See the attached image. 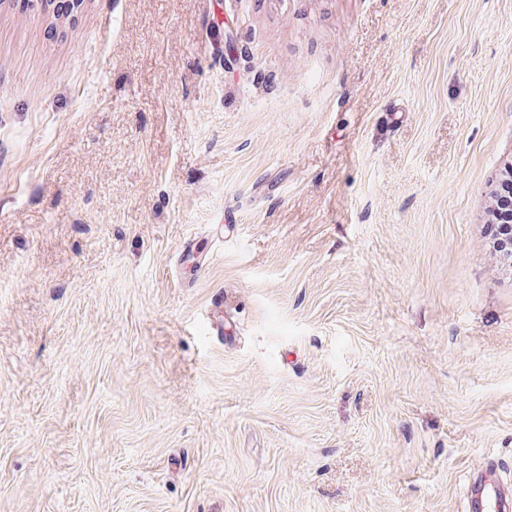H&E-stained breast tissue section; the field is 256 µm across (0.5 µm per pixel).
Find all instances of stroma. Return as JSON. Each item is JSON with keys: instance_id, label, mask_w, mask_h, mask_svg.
<instances>
[{"instance_id": "35a3bbf8", "label": "stroma", "mask_w": 512, "mask_h": 512, "mask_svg": "<svg viewBox=\"0 0 512 512\" xmlns=\"http://www.w3.org/2000/svg\"><path fill=\"white\" fill-rule=\"evenodd\" d=\"M51 2L0 0V512L512 491V0Z\"/></svg>"}]
</instances>
